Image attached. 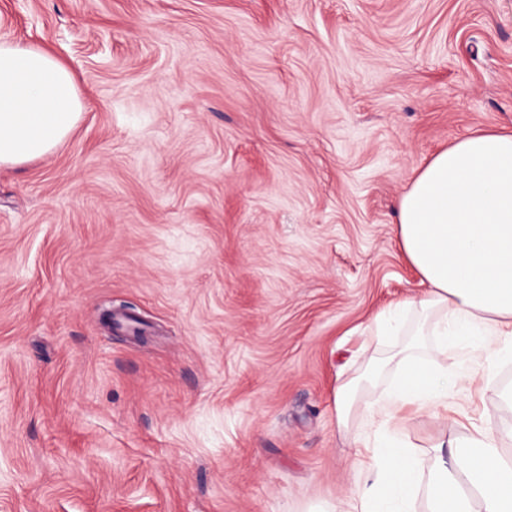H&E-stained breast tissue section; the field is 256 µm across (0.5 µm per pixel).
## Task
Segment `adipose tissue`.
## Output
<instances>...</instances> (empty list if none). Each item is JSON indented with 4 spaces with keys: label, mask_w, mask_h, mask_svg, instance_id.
Returning a JSON list of instances; mask_svg holds the SVG:
<instances>
[{
    "label": "adipose tissue",
    "mask_w": 512,
    "mask_h": 512,
    "mask_svg": "<svg viewBox=\"0 0 512 512\" xmlns=\"http://www.w3.org/2000/svg\"><path fill=\"white\" fill-rule=\"evenodd\" d=\"M83 103L69 69L48 50L0 41V166L50 154L75 128ZM398 238L426 292L378 313L377 337L406 335L409 317L427 327L390 355L395 379L364 409L354 447L362 480L358 512H415L422 459L402 440L410 412L448 410L455 387L512 357V132L481 130L436 153L399 202ZM463 353L449 372L440 357ZM512 428H474L437 455L429 512H512V460L498 446Z\"/></svg>",
    "instance_id": "ef3b65f1"
}]
</instances>
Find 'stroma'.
<instances>
[{
    "mask_svg": "<svg viewBox=\"0 0 512 512\" xmlns=\"http://www.w3.org/2000/svg\"><path fill=\"white\" fill-rule=\"evenodd\" d=\"M83 113L0 166V512H355L368 327L425 287L398 244L418 170L512 130V0H0ZM456 389L414 452L512 424ZM351 392L350 383H340L336 386V423L340 430L348 427L351 417Z\"/></svg>",
    "mask_w": 512,
    "mask_h": 512,
    "instance_id": "stroma-1",
    "label": "stroma"
}]
</instances>
